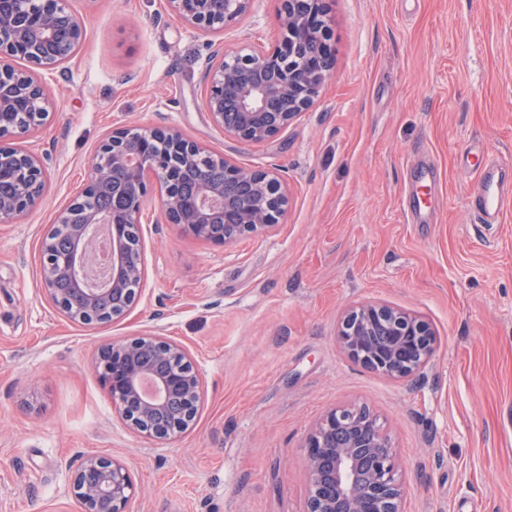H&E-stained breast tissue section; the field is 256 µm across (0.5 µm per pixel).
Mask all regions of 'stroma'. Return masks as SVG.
<instances>
[{"label":"stroma","instance_id":"stroma-1","mask_svg":"<svg viewBox=\"0 0 512 512\" xmlns=\"http://www.w3.org/2000/svg\"><path fill=\"white\" fill-rule=\"evenodd\" d=\"M84 38L38 78L45 124L14 147L43 162L42 201L0 224V512H78L84 457L126 461L132 512H302V445L332 408L375 413L397 451L403 512H512V213L475 223L474 169L512 180V0H328L332 76L276 138L244 145L203 106L224 52L275 45L277 0L204 33L166 0H66ZM175 127L214 155L275 171L289 195L273 232L224 247L140 224L146 281L124 319L55 310L44 230L81 191L117 127ZM418 223H409L410 214ZM382 302L424 318L436 351L395 382L347 360L344 310ZM185 346L203 380L193 428L132 433L90 365L151 331Z\"/></svg>","mask_w":512,"mask_h":512}]
</instances>
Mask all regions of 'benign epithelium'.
Wrapping results in <instances>:
<instances>
[{
  "instance_id": "1",
  "label": "benign epithelium",
  "mask_w": 512,
  "mask_h": 512,
  "mask_svg": "<svg viewBox=\"0 0 512 512\" xmlns=\"http://www.w3.org/2000/svg\"><path fill=\"white\" fill-rule=\"evenodd\" d=\"M250 0H224L220 28L235 23ZM282 35L272 51L224 53L204 74L205 105L224 134L243 144L268 141L309 109L331 76L333 51L326 0H278ZM0 0V138L19 137L49 117L45 91L34 74L65 61L84 36L62 0H34L29 10ZM170 10L199 30H212V0H167ZM32 66L19 71L7 60ZM129 128L107 134L90 159L82 193L50 225L42 242V287L72 321L114 322L135 305L145 270L135 251L151 183L163 187L165 223L226 247L272 231L289 196L278 174L224 159V179L202 169L212 154L179 130L147 129L130 141ZM169 145L166 153L155 144ZM22 176L16 195L0 196V223L9 224L42 198L46 173L32 153L0 147V171ZM125 173L128 195L121 212L90 210L98 185ZM72 225L60 241L59 229ZM71 281L76 288H66ZM337 343L354 363L391 380L418 377L435 352V333L411 311L365 303L344 313ZM112 405L136 434L158 443L195 424L202 379L187 349L160 332L102 345L92 363ZM307 498L304 512H402L405 493L397 455L378 418L363 406L328 411L304 444ZM68 493L80 512H130L136 486L130 465L110 455H89L70 475Z\"/></svg>"
}]
</instances>
